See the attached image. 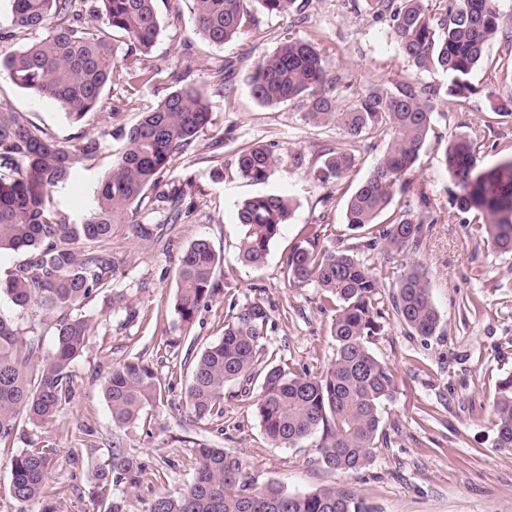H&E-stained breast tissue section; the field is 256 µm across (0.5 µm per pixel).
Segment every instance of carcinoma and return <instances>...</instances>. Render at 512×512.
I'll return each mask as SVG.
<instances>
[{"instance_id":"obj_1","label":"carcinoma","mask_w":512,"mask_h":512,"mask_svg":"<svg viewBox=\"0 0 512 512\" xmlns=\"http://www.w3.org/2000/svg\"><path fill=\"white\" fill-rule=\"evenodd\" d=\"M157 0H11L0 42L17 31L37 37L15 50L0 48V70L16 86L56 101L74 123L112 118L132 106L134 91L154 81L157 72L144 56L161 32ZM247 0H196L194 30L222 46L239 38L253 18ZM270 16L290 12L296 0H256ZM374 19L388 22L408 64L418 73L448 77V107L463 112L478 92L473 71L485 60L486 48L504 29L512 30V9L503 0H364ZM101 24L83 25V14ZM213 73L217 91L234 92L226 72ZM124 86L126 95L110 111L99 107L106 85ZM172 90L123 133L124 144L112 169L95 192L80 222L50 205L53 188L70 182L77 166L103 150L101 137L77 142L56 141L18 112L0 110V165H16L15 175L0 176V255L20 250L27 257L0 278V295L31 322L23 330L0 312V446L9 447L23 424L51 423L73 398L71 367L82 356L95 322L81 312L110 287L116 273L110 244L120 226L141 241L152 238L150 215L162 209L164 222L185 217L181 193L151 197L173 161L212 124L211 103L186 82L181 71L169 73ZM352 88L348 76L330 74L318 44L291 36L254 62L247 87L258 102L275 106L300 102L309 123L336 125L343 144L323 150L315 175L336 188L353 178L360 143L388 136L385 149L369 174L349 196L348 229L360 231V242L344 249L319 242L320 234L294 246L286 259L294 286L314 284L323 303L334 312L330 332L336 356L320 373L302 375L281 364H262L271 313L255 297L231 306L220 339L206 346L190 364L186 404L197 420L224 418V387L260 380L255 414L265 439L275 447H295L317 436L320 462L330 470L355 472L368 465L384 431L382 410L398 390L392 368L380 360L372 344L386 318L417 336L430 337L441 327L426 266L414 261L391 281L374 257L393 252L418 255L434 220L412 207L390 210L394 195L405 192L421 152L437 136L434 113L440 88L404 77L390 85L369 83L353 88L345 109L336 90ZM492 113L512 115V94L491 100ZM485 143L467 134L448 140L445 165L455 187L460 223L475 240L512 253V157L497 167L480 169ZM284 164L306 166L299 149L285 157L273 145L253 142L234 148L227 165L243 179L266 182ZM294 210L292 198L258 194L243 200L237 211L242 226L240 259L262 267L281 226ZM392 291H386V288ZM219 259L211 243L199 238L178 255L173 309L184 326L222 294ZM52 348L33 363L44 331ZM102 393L118 429L136 427L146 411L161 404L162 385L155 371L138 357L112 367ZM495 417L496 445L512 448V374L501 378L489 403ZM56 449L33 441L10 460V494L17 512H33L42 497L47 464ZM195 471L180 491L160 490L145 512H363L344 489L323 488L291 493L283 486H254L242 459L224 448L194 449ZM146 473L140 459L113 441L112 461L96 469L92 498L103 512H122L111 499L112 487H135Z\"/></svg>"}]
</instances>
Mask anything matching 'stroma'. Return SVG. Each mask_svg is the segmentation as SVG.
<instances>
[{"mask_svg":"<svg viewBox=\"0 0 512 512\" xmlns=\"http://www.w3.org/2000/svg\"><path fill=\"white\" fill-rule=\"evenodd\" d=\"M300 14H265L257 0L248 9L254 24L234 42L209 44L193 29L194 0H157L161 32L146 61L158 70L155 82L143 87L136 108L125 110L103 136L106 148L93 162L81 163L75 178L54 188L52 206L81 216L93 201L100 180L122 148L121 132L135 124L140 111L159 102L169 91L164 75L171 68L186 70L189 83L208 96L213 123L176 160L164 181L183 190V203L192 209L184 223L166 224L150 241L128 237L118 230L112 255L118 270L110 289L85 308L99 327L72 368L74 398L49 425H25L12 448L0 450V512H16L10 496L13 452L38 440L57 448L48 466L41 504L51 512H97L91 498L93 471L112 459V436L138 455L146 471L166 472L170 490L185 487L194 472L195 448L208 445L233 451L249 466L256 487L283 485L292 493L327 486L350 492L365 512H512V449L495 444L496 429L488 404L497 381L512 373V254L487 248L468 236L459 224L444 153L449 138L459 132L484 140V168L512 156V117L490 116L488 92L512 94V50L502 40L486 49L488 59L500 62L510 77L489 79L477 69L472 82L479 89L466 111L438 105L437 140L420 154L405 199L427 200L436 219L419 254L430 277L441 328L431 337L414 336L397 321L386 325L373 351L398 376L394 400L382 412L388 434L376 448L371 464L354 473L327 469L319 460L316 439L295 448H275L264 438L252 401L258 385L231 384L224 388V417L191 421L185 402L189 378L186 364L224 330L230 303L263 298L271 309L272 326L266 347L274 361L293 371L316 372L335 355L329 333L331 315L320 308V291L313 285L291 286L285 258L303 241L310 225L320 228L321 242L345 248L354 233L343 221L347 194L333 183H321L312 166L318 152L339 145L335 126L316 127L297 104L268 107L246 88L253 60L272 51L284 32L318 43L331 72L365 84L372 76L398 80L413 76L386 22L374 20L349 0H297ZM231 60L236 92L218 95L210 78L215 64ZM0 108L22 113L50 137L67 141L99 135L93 123L73 124L55 101L14 85L0 76ZM101 135V134H100ZM261 141L279 154L302 150L307 166L274 170L263 184H254L225 170L233 148ZM224 168L223 179L212 172ZM282 192L295 202L294 213L282 226L262 268L238 259L242 227L237 206L260 193ZM207 238L221 259L224 293L185 327L173 311L178 253L198 238ZM122 290L128 310H113L112 292ZM479 297L480 314L468 301ZM141 358L156 372L164 400L144 426L116 431L101 385L112 365Z\"/></svg>","mask_w":512,"mask_h":512,"instance_id":"1","label":"stroma"}]
</instances>
